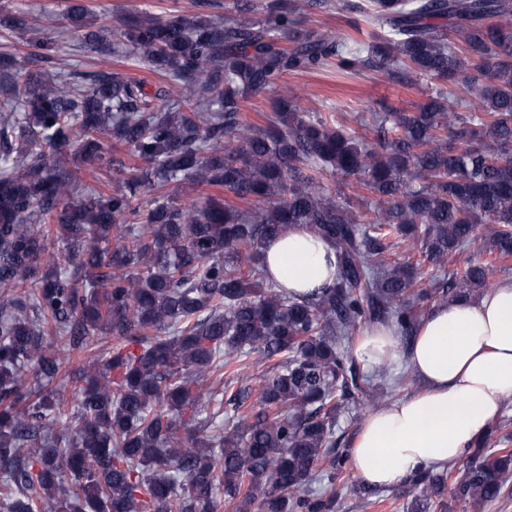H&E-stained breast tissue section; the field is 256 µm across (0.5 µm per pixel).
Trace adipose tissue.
<instances>
[{"label":"adipose tissue","mask_w":512,"mask_h":512,"mask_svg":"<svg viewBox=\"0 0 512 512\" xmlns=\"http://www.w3.org/2000/svg\"><path fill=\"white\" fill-rule=\"evenodd\" d=\"M263 262L268 280L297 298L336 282L333 247L303 224L267 243ZM400 336L396 327L377 324L364 328L354 347L368 368L405 357L421 382L366 416L354 436V471L374 488L402 483L421 467H447L501 415L512 398V280L435 305L409 344Z\"/></svg>","instance_id":"1"}]
</instances>
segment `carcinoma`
<instances>
[{
  "label": "carcinoma",
  "instance_id": "1",
  "mask_svg": "<svg viewBox=\"0 0 512 512\" xmlns=\"http://www.w3.org/2000/svg\"><path fill=\"white\" fill-rule=\"evenodd\" d=\"M372 25L352 49L302 28L297 0H254L211 16L133 15L123 41L73 3L74 33L99 53L126 47L164 74L148 93L98 70L75 83L47 69L16 78L0 56V506L6 512H335L349 461L336 437L345 400L365 410L373 387L344 337L365 323L412 333L424 305L487 290L488 268L420 272L380 259L401 240L444 267L463 251L512 256V0H364ZM0 28H27L24 13ZM333 62L352 75L437 81L413 112L372 113L369 141L304 110L282 82ZM272 91L266 124L241 115ZM111 188L87 190L82 167L104 142ZM75 147L67 166L61 151ZM354 180L360 211L325 175ZM181 181L227 190L181 203ZM156 197L140 210L134 200ZM304 224L336 250V284L298 300L268 282L263 246ZM113 341L91 363L99 339ZM274 359L259 410L224 368ZM76 384L74 412L51 383ZM475 444L454 495L484 504L512 482V452ZM329 470L321 469L323 464ZM330 488L313 490L322 475ZM411 512H448L447 476L420 468Z\"/></svg>",
  "mask_w": 512,
  "mask_h": 512
}]
</instances>
